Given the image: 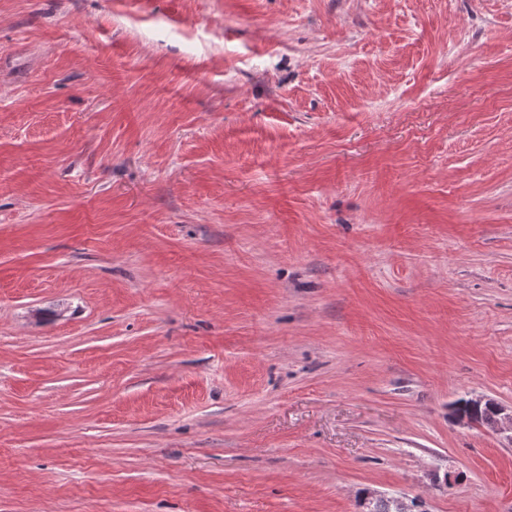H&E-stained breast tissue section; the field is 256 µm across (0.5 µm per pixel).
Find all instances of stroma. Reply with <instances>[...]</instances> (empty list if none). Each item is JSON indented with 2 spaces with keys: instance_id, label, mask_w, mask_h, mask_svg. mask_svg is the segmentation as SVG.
I'll return each instance as SVG.
<instances>
[{
  "instance_id": "obj_1",
  "label": "stroma",
  "mask_w": 512,
  "mask_h": 512,
  "mask_svg": "<svg viewBox=\"0 0 512 512\" xmlns=\"http://www.w3.org/2000/svg\"><path fill=\"white\" fill-rule=\"evenodd\" d=\"M512 0H0V512H512Z\"/></svg>"
}]
</instances>
